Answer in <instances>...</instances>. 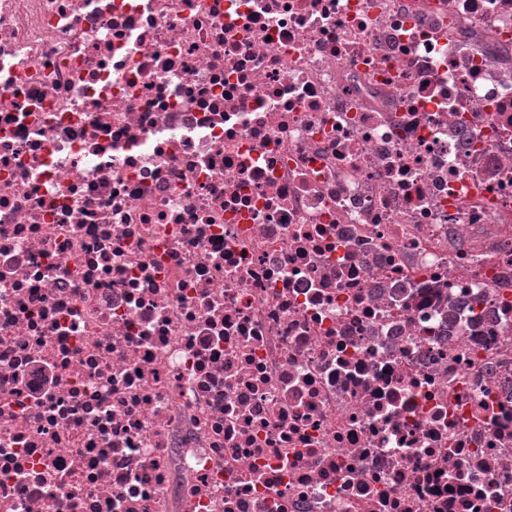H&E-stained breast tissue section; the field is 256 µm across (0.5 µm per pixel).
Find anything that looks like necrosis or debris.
<instances>
[{
  "mask_svg": "<svg viewBox=\"0 0 512 512\" xmlns=\"http://www.w3.org/2000/svg\"><path fill=\"white\" fill-rule=\"evenodd\" d=\"M0 512H512V0H0Z\"/></svg>",
  "mask_w": 512,
  "mask_h": 512,
  "instance_id": "4bbe7bcc",
  "label": "necrosis or debris"
}]
</instances>
